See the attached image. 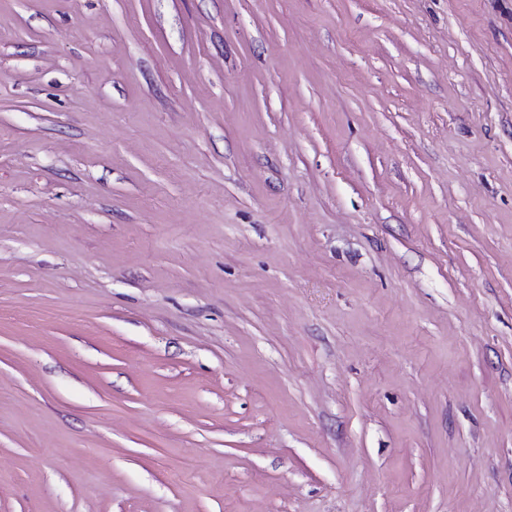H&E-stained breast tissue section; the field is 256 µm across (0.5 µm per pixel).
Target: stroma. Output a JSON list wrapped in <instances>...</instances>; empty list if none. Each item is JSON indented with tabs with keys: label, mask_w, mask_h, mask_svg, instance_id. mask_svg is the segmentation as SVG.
Returning <instances> with one entry per match:
<instances>
[{
	"label": "stroma",
	"mask_w": 512,
	"mask_h": 512,
	"mask_svg": "<svg viewBox=\"0 0 512 512\" xmlns=\"http://www.w3.org/2000/svg\"><path fill=\"white\" fill-rule=\"evenodd\" d=\"M0 512H512V0H0Z\"/></svg>",
	"instance_id": "35a3bbf8"
}]
</instances>
